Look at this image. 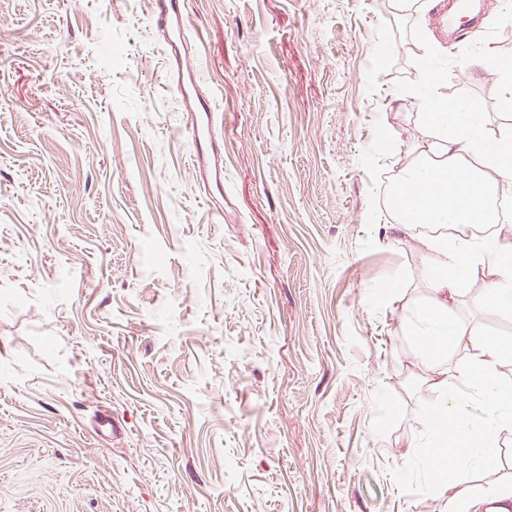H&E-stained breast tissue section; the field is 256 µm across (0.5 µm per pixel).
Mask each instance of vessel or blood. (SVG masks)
<instances>
[{
    "instance_id": "1",
    "label": "vessel or blood",
    "mask_w": 512,
    "mask_h": 512,
    "mask_svg": "<svg viewBox=\"0 0 512 512\" xmlns=\"http://www.w3.org/2000/svg\"><path fill=\"white\" fill-rule=\"evenodd\" d=\"M152 24L161 38L171 87L186 116L192 140L191 161L196 182L210 201L215 223L224 221V117L202 91L193 49L198 38L192 29L185 0H154Z\"/></svg>"
}]
</instances>
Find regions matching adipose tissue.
Segmentation results:
<instances>
[{
  "label": "adipose tissue",
  "mask_w": 512,
  "mask_h": 512,
  "mask_svg": "<svg viewBox=\"0 0 512 512\" xmlns=\"http://www.w3.org/2000/svg\"><path fill=\"white\" fill-rule=\"evenodd\" d=\"M422 107L430 142L397 175L391 207L398 216L394 232L407 234L419 224L434 227L416 239L433 298L428 311L414 315L413 322L423 355L437 361L459 332L449 301L466 290L473 269L485 271L478 303L512 313V238L493 239L482 250L470 232L473 225L498 220L490 207L480 206V199L512 188V128L488 139L474 102L445 105L428 98ZM475 345L476 357L465 371L447 368L435 381L433 412L424 424L432 435L442 418L452 417L472 447L489 441L488 417H496L498 430L512 427V388L494 382L499 367L512 363V343L483 338Z\"/></svg>",
  "instance_id": "1"
}]
</instances>
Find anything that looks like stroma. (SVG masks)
<instances>
[{
    "instance_id": "obj_1",
    "label": "stroma",
    "mask_w": 512,
    "mask_h": 512,
    "mask_svg": "<svg viewBox=\"0 0 512 512\" xmlns=\"http://www.w3.org/2000/svg\"><path fill=\"white\" fill-rule=\"evenodd\" d=\"M224 128V221L194 189L154 0H0V512H446L422 446L439 366L384 185L415 93H500L512 10L462 37L392 0H188ZM475 66L458 82L453 63ZM448 366L512 315L461 295ZM459 471L480 496L512 482Z\"/></svg>"
}]
</instances>
